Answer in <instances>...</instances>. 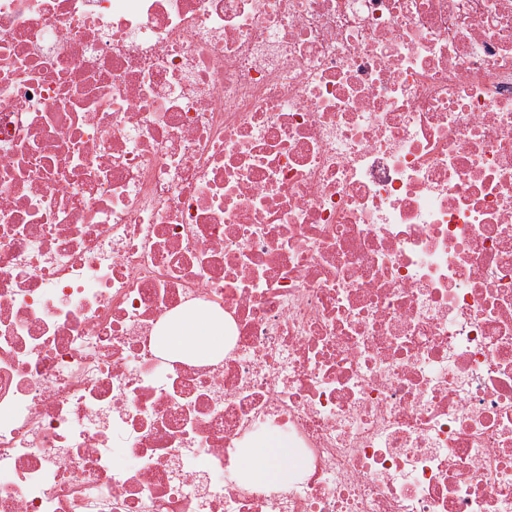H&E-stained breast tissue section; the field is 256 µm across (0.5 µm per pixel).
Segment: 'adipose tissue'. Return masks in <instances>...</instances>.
Here are the masks:
<instances>
[{"label":"adipose tissue","instance_id":"obj_1","mask_svg":"<svg viewBox=\"0 0 512 512\" xmlns=\"http://www.w3.org/2000/svg\"><path fill=\"white\" fill-rule=\"evenodd\" d=\"M164 348L184 354L204 353L219 357L224 351V319L208 309L172 318L161 333ZM288 443L280 437L260 440L241 453L238 475L254 484L284 483L288 480Z\"/></svg>","mask_w":512,"mask_h":512}]
</instances>
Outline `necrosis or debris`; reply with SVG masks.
<instances>
[{"label": "necrosis or debris", "mask_w": 512, "mask_h": 512, "mask_svg": "<svg viewBox=\"0 0 512 512\" xmlns=\"http://www.w3.org/2000/svg\"><path fill=\"white\" fill-rule=\"evenodd\" d=\"M0 512H512V0H0ZM161 340L168 351L220 357L224 355V317L209 309L176 316L164 327ZM289 465L288 441L281 437H267L251 450L241 453L238 476L258 485L286 483Z\"/></svg>", "instance_id": "obj_1"}]
</instances>
